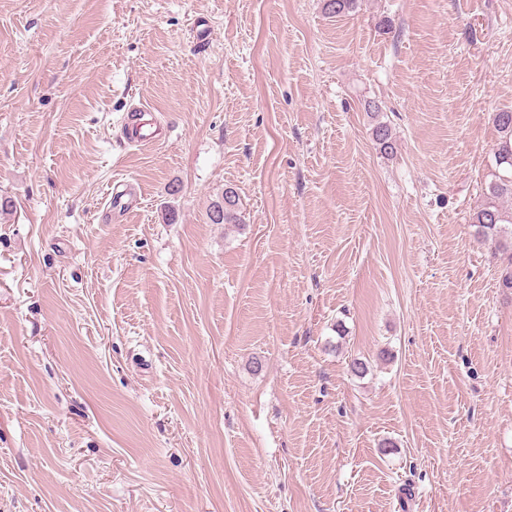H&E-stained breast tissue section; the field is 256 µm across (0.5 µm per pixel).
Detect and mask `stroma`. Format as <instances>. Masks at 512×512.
Instances as JSON below:
<instances>
[{
	"instance_id": "obj_1",
	"label": "stroma",
	"mask_w": 512,
	"mask_h": 512,
	"mask_svg": "<svg viewBox=\"0 0 512 512\" xmlns=\"http://www.w3.org/2000/svg\"><path fill=\"white\" fill-rule=\"evenodd\" d=\"M507 109L512 0H0V512H512ZM494 122L500 133L493 149L490 180L485 199L474 210L471 224L475 238L493 244L504 257L501 269L502 288H512V110L497 112ZM224 189V192L221 195V199L214 201L211 203L209 207L206 217L208 223L211 224H236L239 223V218L237 214L238 201L237 193L234 190ZM227 193H232L230 196L229 204L224 205V199L227 198Z\"/></svg>"
}]
</instances>
